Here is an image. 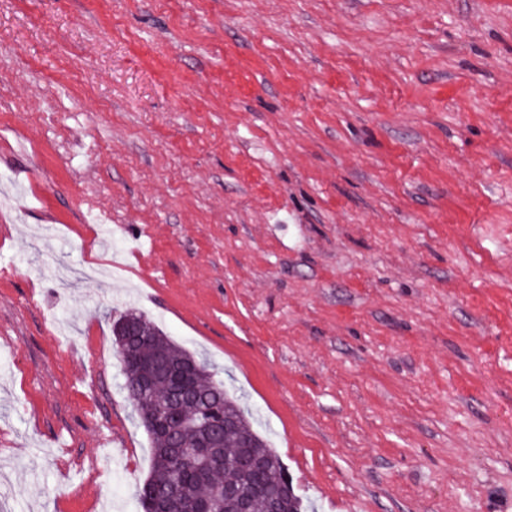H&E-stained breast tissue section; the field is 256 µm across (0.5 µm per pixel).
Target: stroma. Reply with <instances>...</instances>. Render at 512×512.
Here are the masks:
<instances>
[{"mask_svg":"<svg viewBox=\"0 0 512 512\" xmlns=\"http://www.w3.org/2000/svg\"><path fill=\"white\" fill-rule=\"evenodd\" d=\"M130 307L309 512H512V0H0V512H141Z\"/></svg>","mask_w":512,"mask_h":512,"instance_id":"35a3bbf8","label":"stroma"}]
</instances>
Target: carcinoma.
<instances>
[{"label": "carcinoma", "mask_w": 512, "mask_h": 512, "mask_svg": "<svg viewBox=\"0 0 512 512\" xmlns=\"http://www.w3.org/2000/svg\"><path fill=\"white\" fill-rule=\"evenodd\" d=\"M131 318L140 320L153 332L154 338L151 341H143L136 336H129L122 342L114 340L117 355L127 358L124 382L134 381L139 375L140 364L154 359L166 358L178 362L189 358L198 366V371L193 377L195 393L182 401L178 412L179 419L188 422V426L180 428L179 431V438L185 446L195 443L202 436L203 430L226 411L235 415L241 424L240 429L226 431L219 439L220 449L224 451V464L210 470L200 479L192 477L190 459L176 453L170 438L156 432H148L153 451L152 470L137 492L143 512H148L151 495L154 493L169 495L190 503L213 498L215 488L225 483L248 487L260 478L273 489L291 484L280 455L270 448L253 428L247 413L237 399L228 393L224 383L215 378L208 365L193 352L171 340L143 313L135 310L122 312L114 316L112 324ZM128 399L140 420L156 415L168 403V395L161 382L136 397L128 396ZM243 432L251 439L250 452L268 462L267 469L259 477L245 471L239 464Z\"/></svg>", "instance_id": "carcinoma-1"}]
</instances>
